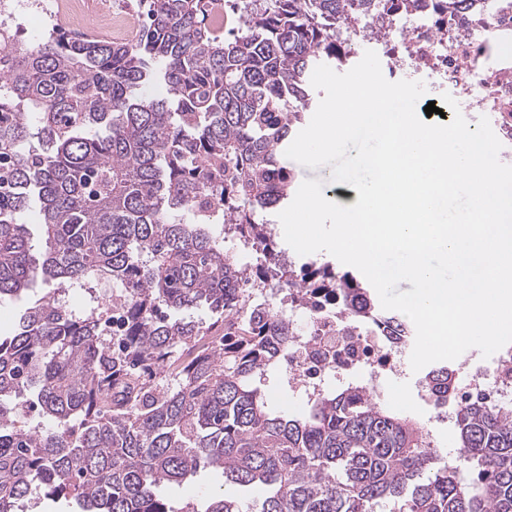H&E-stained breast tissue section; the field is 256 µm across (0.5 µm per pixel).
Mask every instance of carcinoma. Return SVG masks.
<instances>
[{"instance_id": "obj_1", "label": "carcinoma", "mask_w": 512, "mask_h": 512, "mask_svg": "<svg viewBox=\"0 0 512 512\" xmlns=\"http://www.w3.org/2000/svg\"><path fill=\"white\" fill-rule=\"evenodd\" d=\"M370 0H138L136 40L52 32L17 46L0 25V301L37 280L125 288L121 331L51 298L0 339V512L34 490L79 512H172L160 495L199 470L264 490L254 512H512V410L457 406L458 457L441 460L423 426L356 387L314 394L308 414L275 411L256 380L288 355L293 328L253 299L278 246L259 214L291 193L281 161L317 100L309 73L340 63L336 12ZM37 206L41 259L25 214ZM260 256L239 265L211 231ZM313 297L350 272L302 275ZM207 306L205 326L178 313ZM178 380L170 389L158 374ZM448 367L423 377L454 400ZM53 421L17 426L23 408ZM475 473L465 484L460 466ZM189 512H244L222 493Z\"/></svg>"}]
</instances>
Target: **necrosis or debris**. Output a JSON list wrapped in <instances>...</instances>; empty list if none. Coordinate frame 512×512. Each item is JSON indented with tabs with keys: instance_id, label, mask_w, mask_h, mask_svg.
I'll use <instances>...</instances> for the list:
<instances>
[{
	"instance_id": "necrosis-or-debris-1",
	"label": "necrosis or debris",
	"mask_w": 512,
	"mask_h": 512,
	"mask_svg": "<svg viewBox=\"0 0 512 512\" xmlns=\"http://www.w3.org/2000/svg\"><path fill=\"white\" fill-rule=\"evenodd\" d=\"M335 34L349 54L374 51L389 76L419 77L433 93L465 101L470 124L492 114L499 159L512 164V0H378L367 15L343 14ZM288 320L296 330L285 375L302 395L362 373L374 382L406 374L412 338L405 325L357 324L338 300L289 303ZM460 371L459 402L512 407L511 343L488 363L465 357Z\"/></svg>"
}]
</instances>
